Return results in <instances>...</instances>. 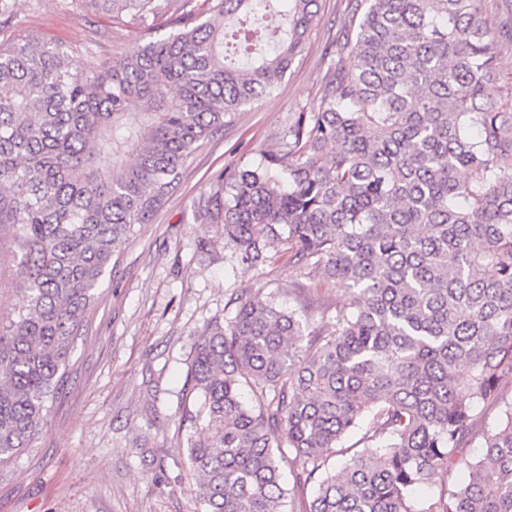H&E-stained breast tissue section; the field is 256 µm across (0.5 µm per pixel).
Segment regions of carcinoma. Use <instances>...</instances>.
Wrapping results in <instances>:
<instances>
[{
  "mask_svg": "<svg viewBox=\"0 0 512 512\" xmlns=\"http://www.w3.org/2000/svg\"><path fill=\"white\" fill-rule=\"evenodd\" d=\"M98 1L140 45L97 70L61 46L0 43V235L25 298L0 319V464L43 430L136 226L276 88L319 12ZM484 2L356 0L320 111L288 123V168L270 155L224 171L202 200L242 263L283 244L353 297L329 331L260 288L197 334L184 420L201 512H512V81L486 94L508 30ZM485 405L499 416L479 435ZM287 454L293 488H314L297 511Z\"/></svg>",
  "mask_w": 512,
  "mask_h": 512,
  "instance_id": "1",
  "label": "carcinoma"
}]
</instances>
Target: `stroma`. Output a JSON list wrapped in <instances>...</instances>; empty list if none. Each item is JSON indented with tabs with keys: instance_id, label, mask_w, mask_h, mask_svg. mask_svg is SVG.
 I'll return each mask as SVG.
<instances>
[{
	"instance_id": "obj_1",
	"label": "stroma",
	"mask_w": 512,
	"mask_h": 512,
	"mask_svg": "<svg viewBox=\"0 0 512 512\" xmlns=\"http://www.w3.org/2000/svg\"><path fill=\"white\" fill-rule=\"evenodd\" d=\"M350 0H320L310 39L279 85L205 142L164 207L126 243L70 373L33 448L0 465V512H200L182 428L195 334L233 316L238 298L273 294L287 309L336 308L352 292L304 273L287 250L243 264L200 201L223 171L285 155L294 112L318 111L325 52L344 32ZM24 35L63 45L74 68L93 70L136 50V28L92 0H12Z\"/></svg>"
}]
</instances>
